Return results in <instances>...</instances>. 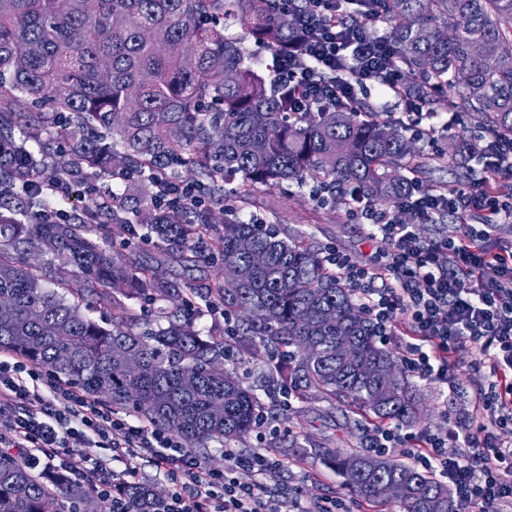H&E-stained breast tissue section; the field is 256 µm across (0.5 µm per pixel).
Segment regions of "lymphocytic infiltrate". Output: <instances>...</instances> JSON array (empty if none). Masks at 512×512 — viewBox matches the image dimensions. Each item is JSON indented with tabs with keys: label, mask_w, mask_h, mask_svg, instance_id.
Listing matches in <instances>:
<instances>
[{
	"label": "lymphocytic infiltrate",
	"mask_w": 512,
	"mask_h": 512,
	"mask_svg": "<svg viewBox=\"0 0 512 512\" xmlns=\"http://www.w3.org/2000/svg\"><path fill=\"white\" fill-rule=\"evenodd\" d=\"M349 0H308L297 42L279 52L272 83L279 90H305L304 104L319 100L355 102L356 88L371 81L399 94L404 84L381 38L345 36L339 27ZM512 181V143L496 144L485 156L477 187H448L423 194L410 206L426 223L444 213L482 221L455 235L421 239L413 225L397 221L374 204L351 206L371 236L392 248L360 264L332 248L326 256L345 284L361 298L382 339L400 325L411 336L399 340L403 363L417 377L453 385L450 359L467 350L491 382L480 392L458 430L456 448L439 433L423 435L417 460L448 482L463 512H506L512 507V445L498 429L512 423V247L493 249L489 239L512 223V194L490 190V182ZM494 278H485V270ZM40 374L25 359L0 353V447L14 448L45 471L67 470L89 479L112 502V512H132L125 483L101 463L97 450L109 431L122 433L125 447L149 453L172 483L151 512H302L264 481L281 462L267 454L226 453L218 471L203 463L168 432L135 422L100 406L92 397L61 382L41 388ZM252 482H240L238 470Z\"/></svg>",
	"instance_id": "1"
}]
</instances>
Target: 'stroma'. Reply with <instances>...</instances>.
Listing matches in <instances>:
<instances>
[{
  "label": "stroma",
  "mask_w": 512,
  "mask_h": 512,
  "mask_svg": "<svg viewBox=\"0 0 512 512\" xmlns=\"http://www.w3.org/2000/svg\"><path fill=\"white\" fill-rule=\"evenodd\" d=\"M250 211L263 219L278 214L285 235L307 233L314 248L332 245L362 264L390 248L388 240L370 238L367 228L352 221L345 207H316L304 191L284 202L279 190H271L258 197ZM451 372L457 382L453 391L434 380H415L414 386L422 396L423 412L419 424L410 426V433L450 431L471 413L476 389L483 377L474 373L463 358L456 360ZM289 426L296 428L300 442L308 447L320 442L341 448H360L366 444L361 433L348 422L345 407L312 396L294 403L286 418L267 420L261 431L252 432L232 443L230 448L236 453H249L258 448L275 449L282 467L270 477L268 484L272 489L297 495L302 505L311 507L335 496L345 500L351 512H363L333 469L293 453L291 439L285 432Z\"/></svg>",
  "instance_id": "stroma-1"
}]
</instances>
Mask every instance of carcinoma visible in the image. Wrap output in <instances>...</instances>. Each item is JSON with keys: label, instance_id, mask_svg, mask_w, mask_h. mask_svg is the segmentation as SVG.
Here are the masks:
<instances>
[{"label": "carcinoma", "instance_id": "carcinoma-1", "mask_svg": "<svg viewBox=\"0 0 512 512\" xmlns=\"http://www.w3.org/2000/svg\"><path fill=\"white\" fill-rule=\"evenodd\" d=\"M305 9L306 0H0V351L191 449L240 440L273 413L224 368L231 348L263 352L292 400L317 392L362 426L418 421L406 370L323 252L241 213L273 188L311 182L346 205L406 215L428 162L457 164L481 149L466 134L449 156L424 154L361 105L290 110L224 26L276 50ZM369 20L386 26L407 97L467 114L491 143L512 141V0H357L347 24ZM74 179L105 190L81 218L44 223L48 187ZM163 183L193 187L198 200L160 209ZM140 235L152 252L104 244ZM177 262L219 264L224 276L193 284L162 273ZM214 307L224 323L203 336L196 322ZM130 357L142 363L137 374ZM299 455L333 468L367 512H460L431 472L383 453L318 446ZM391 482L402 496L385 495ZM129 494L135 512L156 496L146 483ZM0 512L112 504L87 480L44 477L4 448Z\"/></svg>", "mask_w": 512, "mask_h": 512}]
</instances>
